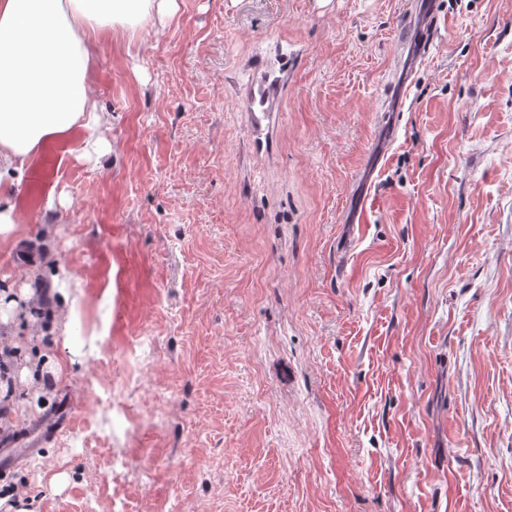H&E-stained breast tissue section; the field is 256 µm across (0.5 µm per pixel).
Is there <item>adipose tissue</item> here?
<instances>
[{
	"instance_id": "1",
	"label": "adipose tissue",
	"mask_w": 512,
	"mask_h": 512,
	"mask_svg": "<svg viewBox=\"0 0 512 512\" xmlns=\"http://www.w3.org/2000/svg\"><path fill=\"white\" fill-rule=\"evenodd\" d=\"M176 0H0V182H16L47 145L104 131L89 74L95 33L171 16Z\"/></svg>"
}]
</instances>
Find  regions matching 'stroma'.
Listing matches in <instances>:
<instances>
[{
	"label": "stroma",
	"mask_w": 512,
	"mask_h": 512,
	"mask_svg": "<svg viewBox=\"0 0 512 512\" xmlns=\"http://www.w3.org/2000/svg\"><path fill=\"white\" fill-rule=\"evenodd\" d=\"M433 3L408 73V0L98 35L110 151L48 146L0 238L74 308L13 323L53 358L0 420L21 512H512V0Z\"/></svg>",
	"instance_id": "obj_1"
}]
</instances>
